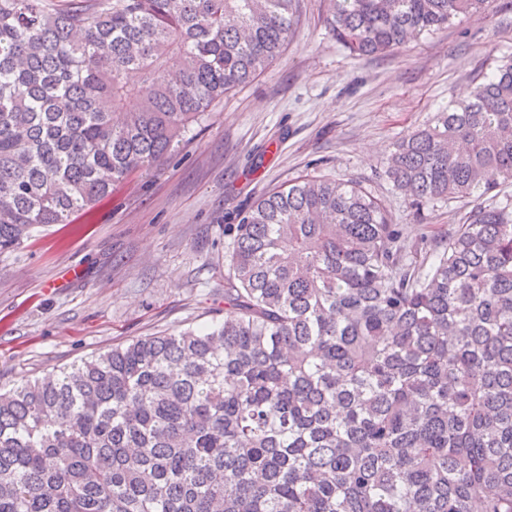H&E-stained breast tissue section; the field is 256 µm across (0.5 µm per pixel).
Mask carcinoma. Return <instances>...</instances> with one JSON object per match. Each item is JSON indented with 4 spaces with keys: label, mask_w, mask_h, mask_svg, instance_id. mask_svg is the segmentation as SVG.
I'll return each instance as SVG.
<instances>
[{
    "label": "carcinoma",
    "mask_w": 512,
    "mask_h": 512,
    "mask_svg": "<svg viewBox=\"0 0 512 512\" xmlns=\"http://www.w3.org/2000/svg\"><path fill=\"white\" fill-rule=\"evenodd\" d=\"M494 3L321 0L356 57ZM297 10L0 0V255L171 155ZM384 174L418 206L512 183V58ZM230 232L223 322L0 391V512H512L511 202L411 246L370 191L306 175Z\"/></svg>",
    "instance_id": "carcinoma-1"
}]
</instances>
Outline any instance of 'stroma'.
I'll return each mask as SVG.
<instances>
[{
    "label": "stroma",
    "instance_id": "35a3bbf8",
    "mask_svg": "<svg viewBox=\"0 0 512 512\" xmlns=\"http://www.w3.org/2000/svg\"><path fill=\"white\" fill-rule=\"evenodd\" d=\"M510 56L512 0L366 58L329 35L320 0H301L282 55L225 95L166 160L0 256V387L140 336L223 320L225 227L297 177L360 183L384 199L408 241L447 233L470 204L416 210L384 164L397 139Z\"/></svg>",
    "mask_w": 512,
    "mask_h": 512
}]
</instances>
